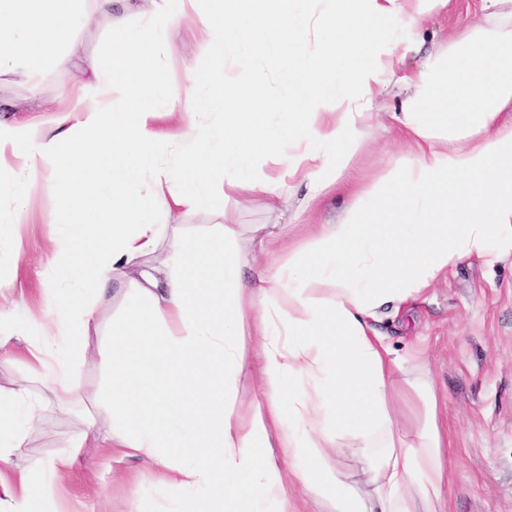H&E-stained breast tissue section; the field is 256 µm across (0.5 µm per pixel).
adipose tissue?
I'll list each match as a JSON object with an SVG mask.
<instances>
[{
  "label": "adipose tissue",
  "instance_id": "1",
  "mask_svg": "<svg viewBox=\"0 0 512 512\" xmlns=\"http://www.w3.org/2000/svg\"><path fill=\"white\" fill-rule=\"evenodd\" d=\"M95 2L120 31L108 59L69 39L83 0H0V72L26 70L34 100L42 63L73 74L53 107L0 118V267L18 266L38 184L58 188L46 221L65 228L44 262L51 318L20 330L21 352L60 403L81 392L72 367L92 337L110 356L105 396L47 465L13 461L36 413L27 386L0 396V467L17 473L0 481V512H61L47 488L90 440L152 471L156 498L131 485L123 512H291L288 465L328 512H438L446 445L431 381L410 376L374 322L466 259L512 255V0H479L417 69L404 66L410 37L452 0ZM173 30L193 35V63H178ZM244 56L263 63L237 68ZM278 72L288 90L267 99ZM393 84L400 150L352 185L340 223L296 244L252 240L269 261L249 275L236 224L172 229L228 188H262L273 213L297 190L326 195ZM228 97L244 111H225ZM264 157L277 172L259 180ZM249 369L260 391L246 401ZM348 435L371 489L328 462Z\"/></svg>",
  "mask_w": 512,
  "mask_h": 512
}]
</instances>
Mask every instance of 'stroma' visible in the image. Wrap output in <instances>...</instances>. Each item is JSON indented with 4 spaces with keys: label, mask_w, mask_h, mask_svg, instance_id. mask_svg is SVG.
I'll list each match as a JSON object with an SVG mask.
<instances>
[{
    "label": "stroma",
    "mask_w": 512,
    "mask_h": 512,
    "mask_svg": "<svg viewBox=\"0 0 512 512\" xmlns=\"http://www.w3.org/2000/svg\"><path fill=\"white\" fill-rule=\"evenodd\" d=\"M373 150H360L354 168L373 175L399 149L394 131L373 128ZM56 192L39 185L25 225L19 229L25 272L0 291L16 303L26 324L48 315L40 291L45 256L62 239L63 228L45 221ZM261 191L224 195V208L243 232L269 223ZM376 329L403 356L422 354L438 397V419L448 436L446 512H512V257L492 263L472 258L449 270L446 280L416 301L380 310ZM25 383L41 403L14 450L22 465L38 464L64 451L83 426L81 403H56L24 363L0 357V393ZM99 449L86 451L82 466L51 492L78 512H117L130 483L152 494V476L139 460L104 467Z\"/></svg>",
    "instance_id": "stroma-1"
}]
</instances>
